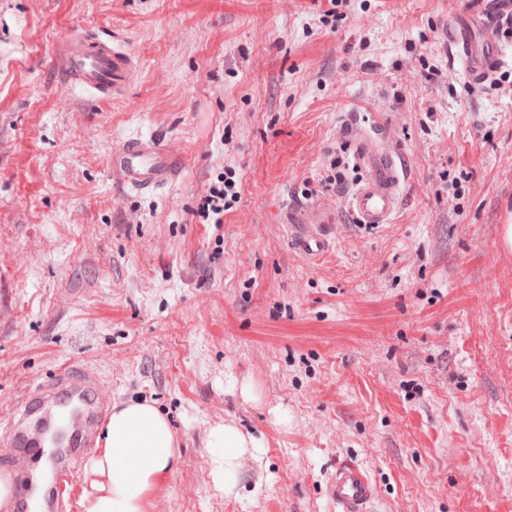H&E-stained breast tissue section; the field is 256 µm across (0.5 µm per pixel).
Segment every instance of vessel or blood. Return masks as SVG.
<instances>
[{
    "label": "vessel or blood",
    "instance_id": "vessel-or-blood-1",
    "mask_svg": "<svg viewBox=\"0 0 512 512\" xmlns=\"http://www.w3.org/2000/svg\"><path fill=\"white\" fill-rule=\"evenodd\" d=\"M509 22L512 0H467L466 8L454 18L453 41L470 85L486 83L501 66L503 52L491 33L496 26ZM52 61L68 85L100 100L120 95L133 71V59L120 42L88 33L60 36ZM340 136L351 149L354 165L361 173L351 202L356 222L372 228L392 223L400 207L404 181L396 149L388 138L357 122L346 123ZM110 165L128 191L149 193L177 175L183 158L163 148L155 138L136 137L113 151ZM296 242L301 251L309 254L329 252L334 244L332 228L327 223H302ZM46 401L84 415L83 425L72 439V462L58 463L54 471L55 486L62 491L75 479L74 461L84 460L94 447L97 429L112 405V395L90 374L75 377L65 367L51 385L37 389L12 407L7 424L12 430H19L25 417ZM47 453L39 438L31 437L22 439L13 457L7 459L19 503L30 504L29 470ZM329 495L342 512H367L375 487L361 467L343 464L331 476Z\"/></svg>",
    "mask_w": 512,
    "mask_h": 512
}]
</instances>
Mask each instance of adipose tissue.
I'll return each instance as SVG.
<instances>
[{"mask_svg":"<svg viewBox=\"0 0 512 512\" xmlns=\"http://www.w3.org/2000/svg\"><path fill=\"white\" fill-rule=\"evenodd\" d=\"M261 443L227 423L211 429L207 454L212 480L225 495L236 494L245 458H258ZM179 458L169 422L146 401L115 408L107 423L94 470L104 482L83 502V512H143L147 495L173 470Z\"/></svg>","mask_w":512,"mask_h":512,"instance_id":"ef3b65f1","label":"adipose tissue"}]
</instances>
